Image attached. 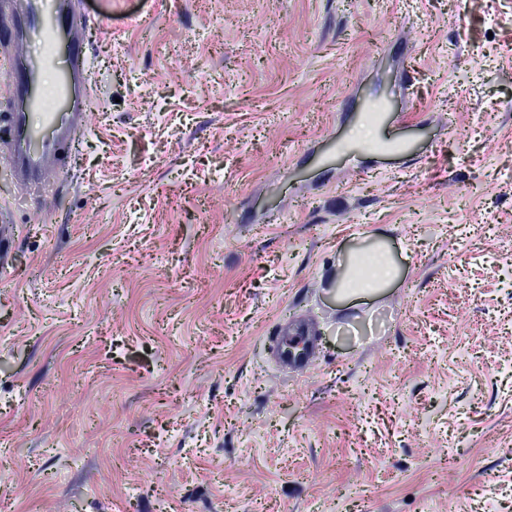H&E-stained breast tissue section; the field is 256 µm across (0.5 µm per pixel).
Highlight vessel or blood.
<instances>
[{
    "label": "vessel or blood",
    "mask_w": 512,
    "mask_h": 512,
    "mask_svg": "<svg viewBox=\"0 0 512 512\" xmlns=\"http://www.w3.org/2000/svg\"><path fill=\"white\" fill-rule=\"evenodd\" d=\"M84 0H19L0 42L15 47L5 81L19 107L9 115L13 148L0 169L25 186L41 184L43 169L72 142L88 112L91 17Z\"/></svg>",
    "instance_id": "1"
}]
</instances>
